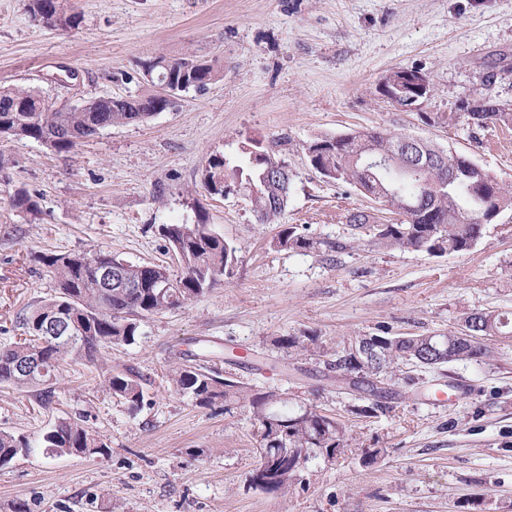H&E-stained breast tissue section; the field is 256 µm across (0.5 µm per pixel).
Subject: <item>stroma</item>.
<instances>
[{"mask_svg": "<svg viewBox=\"0 0 512 512\" xmlns=\"http://www.w3.org/2000/svg\"><path fill=\"white\" fill-rule=\"evenodd\" d=\"M78 29L48 28L23 0H0V85L52 107L149 90V60L197 55L223 73L146 121L106 128L67 154L34 140L0 145V347L23 338L29 308L55 293L46 253L108 250L180 274L159 233L205 218L239 250L229 281L141 322L134 343L66 365L27 391L0 383V430L37 442L58 421L83 424L105 454L37 448L0 467V512H512V336H488L485 361L388 373L392 407L370 412L331 363L358 336L456 332L473 311L512 315V211L469 251L385 249L346 215L381 203L317 173L307 142L368 129L433 140L512 185V124L469 125L488 96L512 109V0H71ZM416 70L432 92L402 109L382 90ZM250 138L275 149L292 184L279 223L243 197L209 195L208 155ZM26 190L27 212L11 198ZM342 243L334 261L280 250L281 225ZM307 337L291 349L283 337ZM204 367L247 393H288L345 426L334 461L310 459L284 490L255 488L259 453L244 402L196 405L168 373ZM131 371L138 411L105 386ZM454 400L433 401L434 389Z\"/></svg>", "mask_w": 512, "mask_h": 512, "instance_id": "obj_1", "label": "stroma"}]
</instances>
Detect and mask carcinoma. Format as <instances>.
Here are the masks:
<instances>
[{
    "instance_id": "cac0c4a2",
    "label": "carcinoma",
    "mask_w": 512,
    "mask_h": 512,
    "mask_svg": "<svg viewBox=\"0 0 512 512\" xmlns=\"http://www.w3.org/2000/svg\"><path fill=\"white\" fill-rule=\"evenodd\" d=\"M28 11L36 19H52L58 27L76 29L80 15L66 0H28ZM155 76L150 82L160 85L159 76L169 83L195 88L200 91L216 80L221 67L216 60L200 57L167 60L158 57ZM155 93L131 97L122 103H91V111L59 112L45 104L39 94L21 86H0V131L14 140L50 139V146L58 153H68L78 144V138L95 131L106 122L124 125L147 119L151 113L136 112L134 108L161 105ZM508 124L512 113L492 108L483 112L482 120L474 127L489 124ZM404 135H392L374 129L340 136L337 146L319 154L312 167L340 171L338 181L350 184L363 193H369L393 214L403 216L402 224H381L371 235V243L383 248H398L429 255L446 252L462 253L475 245L473 233L478 218L487 206L500 211L512 210V186L497 183L493 196L480 193V173L469 167V157L451 150H444L425 141V151L440 153V160L432 170L424 171L422 178L403 174L402 167L388 169L365 168L362 160L368 155L391 156L398 152ZM271 154L267 162L276 160L274 151L259 147L249 140L242 143L239 157L230 159L223 154H211L206 159L205 172L222 178L223 186H246L247 197L253 212L264 224H272L282 211L272 204L269 182L264 174V163H251V156L259 152ZM172 250L181 256L182 271L175 276L168 268L156 264H133L110 251L94 255L80 252L45 254L42 263L56 279V294L34 305L23 318L26 337L0 348V382L10 383L19 389H28L58 381L60 362H92L100 349L111 345L131 344L135 340L140 321L155 314L177 309L202 295L206 289L198 287L194 273L205 269L212 273L210 286L221 278L234 274L230 266L239 262L238 249L213 233L208 225L166 224L161 228ZM276 247L294 252H318L331 261L334 253L343 249L342 244L326 239H316L299 231L296 226L282 229ZM112 267V280L130 284L128 288H103L97 275L98 265ZM67 321L73 327V341L66 345L42 342V328L49 318ZM468 318L480 322L478 338L472 342L459 340L455 335H414L398 340L394 336H373L371 340L388 354L385 369L399 362L423 365V360L434 341H439L444 351L440 363L455 360L479 362L488 357V349L480 340L482 336L512 335V319L489 312H472ZM41 355L45 372H34L28 379L14 375L13 366L35 355ZM331 368L355 375L366 381V391L378 394L371 376L379 377L383 371L374 372L368 361L342 351L336 355ZM173 390L191 399L195 404L210 406L219 398L237 397L248 402L253 425L257 427L259 447L275 448L276 441L285 438L288 447L318 452L321 448H341L345 431L335 420L317 413L314 408L291 417L288 401L278 405L288 414L285 435L266 422L272 411L274 393L247 396L236 385L223 381L199 369L176 366L170 370ZM112 395L124 400L132 411L144 402L141 380L128 372L112 373L106 379ZM43 448L56 455L102 454L108 445L91 435L75 420H62L46 432L41 439ZM33 446L23 436L0 431V464H8L21 454H29Z\"/></svg>"
}]
</instances>
